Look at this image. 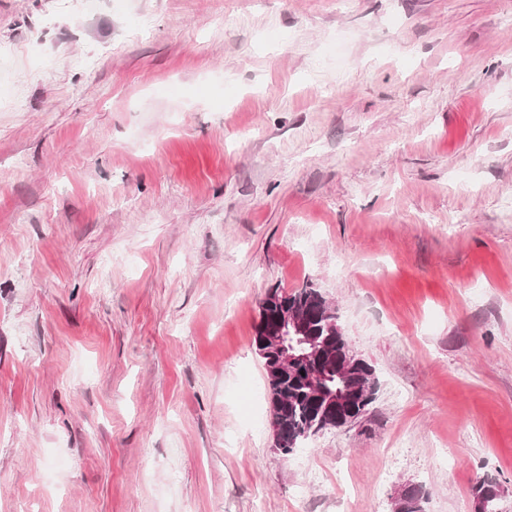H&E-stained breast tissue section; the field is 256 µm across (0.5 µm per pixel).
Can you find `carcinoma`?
I'll return each mask as SVG.
<instances>
[{
	"label": "carcinoma",
	"instance_id": "carcinoma-1",
	"mask_svg": "<svg viewBox=\"0 0 512 512\" xmlns=\"http://www.w3.org/2000/svg\"><path fill=\"white\" fill-rule=\"evenodd\" d=\"M286 304L306 316L305 336L315 342L324 354L323 360L314 365L297 366L295 373L281 379L272 370L273 355L261 357L264 365L267 389L271 404V426L277 429L275 445L279 448H301L305 441L320 429L349 425L361 418L372 404L366 399L347 405L368 387L375 369L365 360L359 361L358 369L343 375L338 365L353 354L338 322L336 307L323 294L312 287H303L290 293L273 288L260 305L259 322L255 336L263 334L271 326L275 309ZM336 397L339 407L333 414L322 410L315 393ZM499 484L492 479L480 480L474 488V498L487 502L486 512H497L500 498ZM426 493L414 491L395 502V512H424Z\"/></svg>",
	"mask_w": 512,
	"mask_h": 512
}]
</instances>
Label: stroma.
<instances>
[{
	"mask_svg": "<svg viewBox=\"0 0 512 512\" xmlns=\"http://www.w3.org/2000/svg\"><path fill=\"white\" fill-rule=\"evenodd\" d=\"M0 47V512H512V0H0ZM305 284L380 389L285 456ZM300 328L301 322L299 319L294 318L291 313L288 314V312H283V317L280 320L276 339H271L277 344L276 348L281 349L280 355H278V364L283 368H288V365L295 360L310 359L314 355V350L311 352H305L304 348H299L298 350L294 346L288 347V344H284V340L288 338V334L291 332V329L294 334L298 335L301 333ZM499 486L500 485L492 479H482L475 485L474 498L487 502L485 512H497V502L501 496L499 495Z\"/></svg>",
	"mask_w": 512,
	"mask_h": 512,
	"instance_id": "35a3bbf8",
	"label": "stroma"
}]
</instances>
